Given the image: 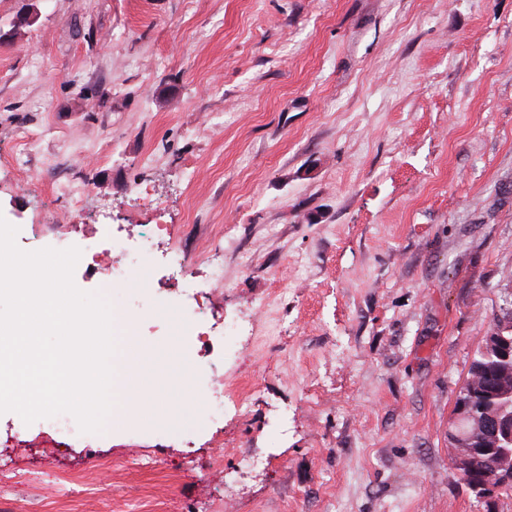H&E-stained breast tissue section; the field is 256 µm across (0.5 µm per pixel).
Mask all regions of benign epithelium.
I'll list each match as a JSON object with an SVG mask.
<instances>
[{
  "instance_id": "benign-epithelium-1",
  "label": "benign epithelium",
  "mask_w": 512,
  "mask_h": 512,
  "mask_svg": "<svg viewBox=\"0 0 512 512\" xmlns=\"http://www.w3.org/2000/svg\"><path fill=\"white\" fill-rule=\"evenodd\" d=\"M481 348L499 355L508 353L504 338L493 333L482 337ZM466 416L475 420L473 432L468 436L448 430L449 447L454 449L451 463L456 474L463 475L471 470L472 449L488 444L498 447V464L484 471L478 478L477 489L482 499L492 502L496 494L508 485H512V413L499 409L492 414L470 410L467 402L460 400L455 404V413L451 424L459 425L458 418Z\"/></svg>"
}]
</instances>
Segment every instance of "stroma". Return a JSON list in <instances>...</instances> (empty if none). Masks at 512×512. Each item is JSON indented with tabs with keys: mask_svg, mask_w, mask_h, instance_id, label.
<instances>
[{
	"mask_svg": "<svg viewBox=\"0 0 512 512\" xmlns=\"http://www.w3.org/2000/svg\"><path fill=\"white\" fill-rule=\"evenodd\" d=\"M0 215L25 251L164 225L196 283L77 264L152 414H0V512H485L448 426L512 287V0H0ZM171 297L249 323L223 414L134 369L165 346L194 385Z\"/></svg>",
	"mask_w": 512,
	"mask_h": 512,
	"instance_id": "35a3bbf8",
	"label": "stroma"
}]
</instances>
